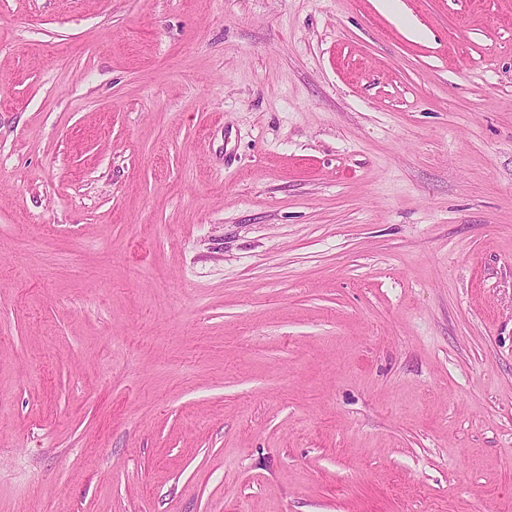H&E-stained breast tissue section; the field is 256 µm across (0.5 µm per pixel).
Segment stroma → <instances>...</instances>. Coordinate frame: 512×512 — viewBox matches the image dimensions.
<instances>
[{
	"mask_svg": "<svg viewBox=\"0 0 512 512\" xmlns=\"http://www.w3.org/2000/svg\"><path fill=\"white\" fill-rule=\"evenodd\" d=\"M0 512H512V0H0Z\"/></svg>",
	"mask_w": 512,
	"mask_h": 512,
	"instance_id": "35a3bbf8",
	"label": "stroma"
}]
</instances>
